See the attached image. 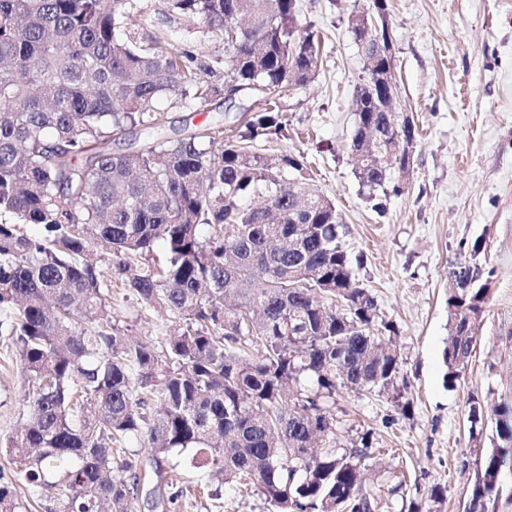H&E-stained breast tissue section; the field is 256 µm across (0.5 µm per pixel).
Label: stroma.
I'll return each instance as SVG.
<instances>
[{
    "mask_svg": "<svg viewBox=\"0 0 512 512\" xmlns=\"http://www.w3.org/2000/svg\"><path fill=\"white\" fill-rule=\"evenodd\" d=\"M370 0H299V21L322 45L314 80L284 96L288 133L256 141L255 152L303 154L315 188L331 198L347 233L355 278L398 329L394 346L411 401L401 414L390 397L364 390L336 394V445L363 431L379 447L369 479L401 474V498L427 512H465L478 456L467 409H486L482 446L497 444L502 406L512 407V0H389V25L399 81V110L419 125L405 193L383 211L366 200L350 148L353 96L367 62L349 19ZM165 133L211 120L232 124L236 110L218 99L205 111L160 98ZM479 268L489 293L468 367L456 387L443 382L448 290L457 264ZM28 382L10 336L0 335V440L25 421ZM443 502L429 499L433 486ZM178 512H267L262 496L232 485L187 497Z\"/></svg>",
    "mask_w": 512,
    "mask_h": 512,
    "instance_id": "obj_1",
    "label": "stroma"
}]
</instances>
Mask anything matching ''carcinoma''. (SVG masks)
Returning a JSON list of instances; mask_svg holds the SVG:
<instances>
[{
	"label": "carcinoma",
	"instance_id": "obj_1",
	"mask_svg": "<svg viewBox=\"0 0 512 512\" xmlns=\"http://www.w3.org/2000/svg\"><path fill=\"white\" fill-rule=\"evenodd\" d=\"M136 0H0V335L28 379L26 423L6 439L15 477L64 489L54 512H156L187 495L168 474L188 453L190 485L253 486L268 512H378L402 482L364 489L367 430L325 445L340 388L378 390L405 415L395 332L356 282L336 205L309 185L305 158L264 157L283 136L281 98L309 82L321 40L297 0H162L164 15L204 25L224 55L160 28L146 41L122 23ZM242 97L237 130L197 126L155 135L165 96L202 109ZM356 86L354 152L372 208L400 195L416 126L380 112ZM145 135L133 153L112 140ZM443 380L462 379L485 311L479 270L452 272ZM136 300L155 338L132 342L113 316ZM484 408L467 421L481 442ZM483 455L466 512H488L512 453V415ZM141 448L146 460L120 457ZM123 472L117 476L115 471ZM0 512H21L0 483Z\"/></svg>",
	"mask_w": 512,
	"mask_h": 512
}]
</instances>
